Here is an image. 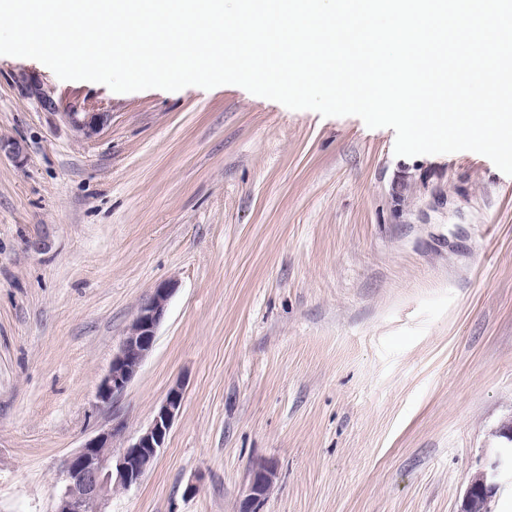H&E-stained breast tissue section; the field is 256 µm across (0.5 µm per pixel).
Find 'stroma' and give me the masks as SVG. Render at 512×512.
Masks as SVG:
<instances>
[{
	"instance_id": "obj_1",
	"label": "stroma",
	"mask_w": 512,
	"mask_h": 512,
	"mask_svg": "<svg viewBox=\"0 0 512 512\" xmlns=\"http://www.w3.org/2000/svg\"><path fill=\"white\" fill-rule=\"evenodd\" d=\"M109 119L84 139L19 83ZM0 512H54L65 461L168 389L182 411L105 512H458L512 421V176L237 85L117 93L0 55ZM172 297L115 406L96 387ZM196 485L187 494L188 485ZM176 289V280L164 281L138 306L107 371L97 384L95 397L99 404L113 406L135 379L154 346ZM275 474L276 463L273 460H258L252 464L241 502V512H256L259 503L269 492Z\"/></svg>"
}]
</instances>
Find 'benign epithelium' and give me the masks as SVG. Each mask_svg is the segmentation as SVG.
<instances>
[{
    "instance_id": "7a95c632",
    "label": "benign epithelium",
    "mask_w": 512,
    "mask_h": 512,
    "mask_svg": "<svg viewBox=\"0 0 512 512\" xmlns=\"http://www.w3.org/2000/svg\"><path fill=\"white\" fill-rule=\"evenodd\" d=\"M21 85L25 94L35 99L42 111L61 114L78 134L87 139L96 135L107 121V114L103 112L81 114L74 106H62L40 83L30 78L21 80ZM176 289L177 281H164L138 306L107 371L97 384L95 397L98 403L114 404L135 379L154 346L158 328ZM183 401L184 388L178 383L170 388L149 426L117 457L112 451V439L120 432L119 428L104 429L86 439L67 460L66 483L57 497L54 512H102L101 506L112 496V491L138 484L165 447L171 428L181 413ZM504 435L508 441L504 442L498 459L490 469L482 471L480 488L468 486L459 512H472L478 495L484 500V505H489L501 488L503 475L512 473V441L509 440L512 432L506 430ZM275 474L276 463L270 459L252 464L241 512H256L269 492Z\"/></svg>"
}]
</instances>
